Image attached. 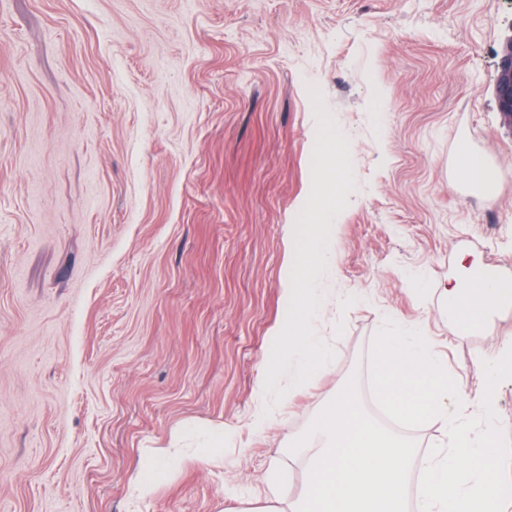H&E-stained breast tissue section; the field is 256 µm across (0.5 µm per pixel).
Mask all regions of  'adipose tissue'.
I'll use <instances>...</instances> for the list:
<instances>
[{
	"mask_svg": "<svg viewBox=\"0 0 512 512\" xmlns=\"http://www.w3.org/2000/svg\"><path fill=\"white\" fill-rule=\"evenodd\" d=\"M448 306L454 312V319L448 329L450 335L462 338L481 326L486 318L503 302L512 300V288L503 287L494 278H479L470 285L451 280L446 289ZM182 467L169 450L162 452L149 466L140 468L132 479L137 496L153 494L159 479L174 480Z\"/></svg>",
	"mask_w": 512,
	"mask_h": 512,
	"instance_id": "ef3b65f1",
	"label": "adipose tissue"
}]
</instances>
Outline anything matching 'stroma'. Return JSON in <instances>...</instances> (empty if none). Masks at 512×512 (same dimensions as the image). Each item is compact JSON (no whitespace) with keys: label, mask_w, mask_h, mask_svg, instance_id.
<instances>
[{"label":"stroma","mask_w":512,"mask_h":512,"mask_svg":"<svg viewBox=\"0 0 512 512\" xmlns=\"http://www.w3.org/2000/svg\"><path fill=\"white\" fill-rule=\"evenodd\" d=\"M512 0H0V512H266L384 320L477 394L512 302L450 336L448 279L512 277ZM318 87L357 187L315 321L328 371L255 425L311 190ZM499 167L488 191L464 156ZM467 255L472 273L457 259ZM223 451L137 497L184 435ZM277 473L276 489L266 476ZM495 95L499 102L504 121L512 123V37L507 40L501 57L494 84ZM169 448L162 449V452L154 459L153 463L141 467L132 479L134 492L139 497H148L156 489L158 480L166 478L174 480L180 473L182 462L175 460Z\"/></svg>","instance_id":"35a3bbf8"}]
</instances>
